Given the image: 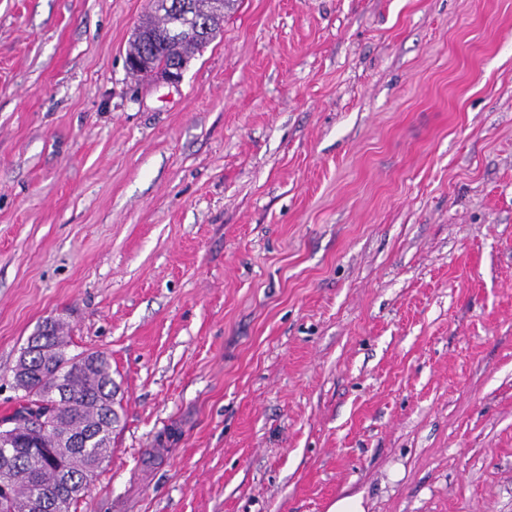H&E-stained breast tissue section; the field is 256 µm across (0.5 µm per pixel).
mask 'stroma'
Returning a JSON list of instances; mask_svg holds the SVG:
<instances>
[{
  "label": "stroma",
  "mask_w": 512,
  "mask_h": 512,
  "mask_svg": "<svg viewBox=\"0 0 512 512\" xmlns=\"http://www.w3.org/2000/svg\"><path fill=\"white\" fill-rule=\"evenodd\" d=\"M0 0V418L46 320L120 385L75 512H512V0ZM223 1L195 0L196 9L209 23V34L204 39H197L194 36H185L179 39L187 31H206L208 27L205 22L198 18L193 1H156L157 7L165 9L172 16L171 27L168 28L171 18L169 14L161 13L160 9L154 8L152 5V8L142 19L134 34L128 56H144L145 63L151 69L166 68L157 74V80L171 86L178 85L188 63L213 40L217 32L220 18L213 10L211 2L214 4L217 12L223 13L226 0ZM164 31H166L168 39L179 40L172 42L158 41L159 36ZM149 35L156 38L157 44L148 40L147 37ZM175 62L182 65H172ZM168 66L169 68H167Z\"/></svg>",
  "instance_id": "35a3bbf8"
}]
</instances>
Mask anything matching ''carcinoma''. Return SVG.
<instances>
[{
  "label": "carcinoma",
  "mask_w": 512,
  "mask_h": 512,
  "mask_svg": "<svg viewBox=\"0 0 512 512\" xmlns=\"http://www.w3.org/2000/svg\"><path fill=\"white\" fill-rule=\"evenodd\" d=\"M195 6L209 23L206 38L185 36L177 41L157 43L148 40L150 35L159 37L170 22L169 14L152 7L138 26L128 54L145 57V63L151 69H165L175 62L188 65L213 40L220 23L212 0H195ZM41 338L32 336L34 341ZM42 339L53 350L52 363L19 361L14 374L24 394L13 413L0 421L12 423L16 430L10 461L15 497L25 501L28 512H71L78 495L57 486V475L51 470L60 466L75 486L92 477L112 448V433L119 422V414L112 408L117 387L107 355L67 352L68 342L61 336L57 324L53 333ZM59 380L66 384L73 402L69 425L76 434L89 433L95 440L88 448H47L41 455L42 467L37 470L31 463V449L37 447V436L55 412V387Z\"/></svg>",
  "instance_id": "1"
}]
</instances>
